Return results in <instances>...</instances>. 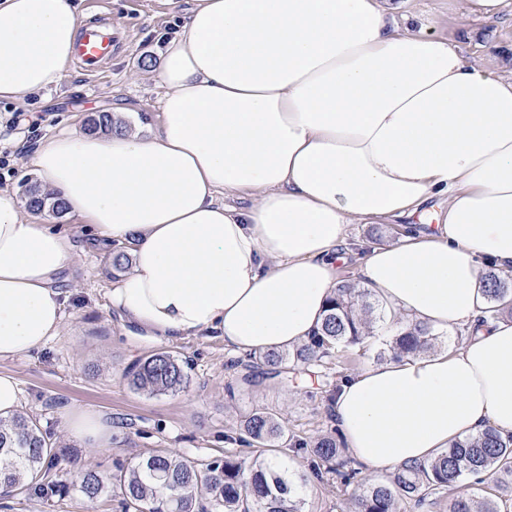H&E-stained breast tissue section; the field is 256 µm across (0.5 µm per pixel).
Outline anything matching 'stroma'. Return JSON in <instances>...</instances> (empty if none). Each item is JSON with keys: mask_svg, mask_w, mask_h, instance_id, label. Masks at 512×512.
Instances as JSON below:
<instances>
[{"mask_svg": "<svg viewBox=\"0 0 512 512\" xmlns=\"http://www.w3.org/2000/svg\"><path fill=\"white\" fill-rule=\"evenodd\" d=\"M87 19L105 16L121 43L111 62L96 74L70 63L59 85L31 95L25 103L0 100V136L13 113L40 124L38 137L12 143L17 157L12 172L0 174V188L21 193L22 183H38L30 157L41 139L62 130L84 131V119L96 112L126 117L131 130L151 135L157 124L162 93L150 72L157 65L167 38L178 30L189 0H73ZM402 10L416 25L456 45L467 60L499 71L512 72V0H500L493 16L469 11L465 0H403ZM43 224H61L71 231L73 258L63 273L67 295L59 336L31 355L0 362V374L13 376L22 390L21 409L50 433L57 448L71 462L61 479L64 495L46 501L28 492L0 499V512H83L81 495L71 486L72 474L84 467L109 475L117 463L156 449L187 457L212 459L231 451L229 435L252 408L272 412L288 433L311 438L335 427L327 410L330 387L325 380L284 387L274 380L255 387L240 385L242 368L231 365L223 340L199 336L158 340L125 325L108 306L115 246L83 230L66 214L42 213ZM395 325L380 323L369 354L340 349L335 371L350 375L375 362L374 351L391 342ZM159 350L179 355L189 364L190 382L174 394L149 395L134 390L124 371L137 360ZM238 388L228 399L227 385ZM94 412L112 422V445L92 448L68 436L70 410ZM288 463L303 481L307 512H352L350 492L335 479L311 477L306 460L292 456Z\"/></svg>", "mask_w": 512, "mask_h": 512, "instance_id": "obj_1", "label": "stroma"}]
</instances>
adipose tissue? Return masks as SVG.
<instances>
[{
    "mask_svg": "<svg viewBox=\"0 0 512 512\" xmlns=\"http://www.w3.org/2000/svg\"><path fill=\"white\" fill-rule=\"evenodd\" d=\"M396 0H193L155 70V133L69 131L31 163L64 211L129 245L109 306L147 335L291 349L321 327L341 256L390 321L465 328L459 345L344 379L329 407L368 474L512 434V318H488L486 267L512 269V77L399 26ZM84 23L71 0H0V99L58 85ZM250 194L243 209L228 193ZM441 201L431 211V201ZM435 224H428V217ZM406 221L396 241L353 224ZM67 233L0 189V360L59 336ZM70 436L112 445L101 416Z\"/></svg>",
    "mask_w": 512,
    "mask_h": 512,
    "instance_id": "obj_1",
    "label": "adipose tissue"
}]
</instances>
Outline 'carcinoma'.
Returning a JSON list of instances; mask_svg holds the SVG:
<instances>
[{
    "label": "carcinoma",
    "instance_id": "1",
    "mask_svg": "<svg viewBox=\"0 0 512 512\" xmlns=\"http://www.w3.org/2000/svg\"><path fill=\"white\" fill-rule=\"evenodd\" d=\"M23 195L34 214L63 211L56 197L35 185L25 186ZM486 286L491 316L505 311L512 315V274L491 268ZM382 319L367 289L344 283L308 343L291 351L267 350L244 356L236 362L245 369L240 381L248 386L267 378L286 382L289 374L301 368L322 366L341 345L366 343ZM432 340L429 327L403 325L390 343V352L395 358L420 356L431 348ZM124 378L137 391L174 394L188 382L187 362L170 351H156L128 367ZM228 440L259 448L288 443V451L307 456L314 476L321 479L334 474L343 487L355 486L356 512H405L402 504L407 501L431 505L463 478L481 475L493 478L498 495L458 496L450 512H501L499 500L512 496V435L504 437L493 428L453 443L432 460L396 469L386 483L357 480L360 471L344 456L335 436L326 434L309 442L288 435L265 408L256 407L245 415L237 434ZM61 464L62 458L33 418L21 412L0 417V487L5 493L34 490L48 500L61 494L66 485L51 478ZM79 474L76 486L85 512H95L104 495L119 498L123 512H304L298 484L285 473L269 471L260 454L249 460L235 453L204 460L158 450L120 467L111 476L89 468Z\"/></svg>",
    "mask_w": 512,
    "mask_h": 512
}]
</instances>
